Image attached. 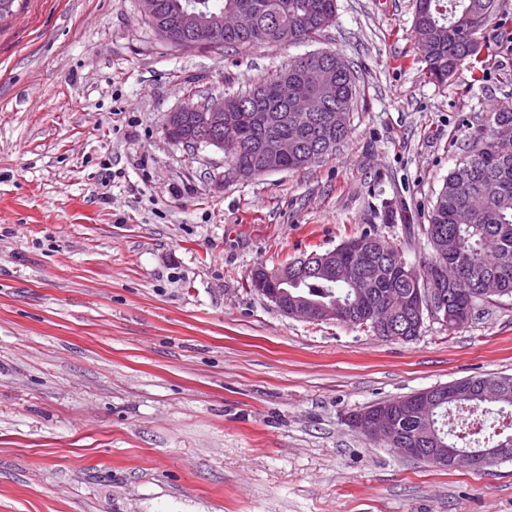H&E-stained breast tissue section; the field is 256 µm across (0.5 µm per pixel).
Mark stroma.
I'll use <instances>...</instances> for the list:
<instances>
[{
    "instance_id": "1",
    "label": "stroma",
    "mask_w": 512,
    "mask_h": 512,
    "mask_svg": "<svg viewBox=\"0 0 512 512\" xmlns=\"http://www.w3.org/2000/svg\"><path fill=\"white\" fill-rule=\"evenodd\" d=\"M414 0H337L292 45L182 51L138 0H19L0 21V512H512V461L404 459L366 406L512 375V297L407 341L280 312L257 267L372 230L422 267L436 194L512 103V0L478 66L430 79ZM331 51L351 134L299 171L235 176L165 139L189 94Z\"/></svg>"
}]
</instances>
